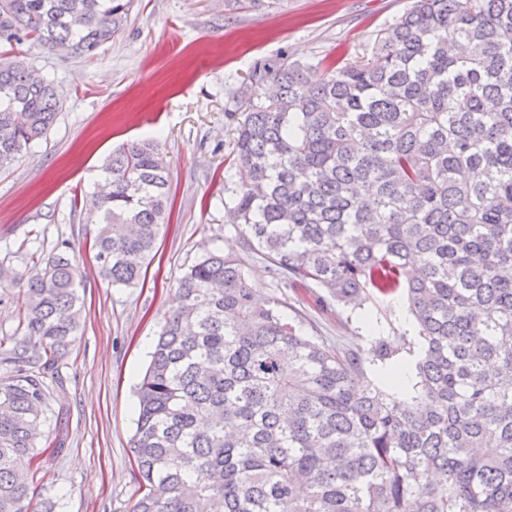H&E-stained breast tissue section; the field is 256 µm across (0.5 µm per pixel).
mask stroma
Masks as SVG:
<instances>
[{"label":"stroma","instance_id":"stroma-1","mask_svg":"<svg viewBox=\"0 0 512 512\" xmlns=\"http://www.w3.org/2000/svg\"><path fill=\"white\" fill-rule=\"evenodd\" d=\"M412 0H282L266 10L241 0H132L124 29L94 55L5 50L60 89L64 104L46 137L0 169V340L17 337V275L33 258L69 240L83 281L81 331L50 386L47 450L34 496L54 512H129L139 495L131 437L135 387L175 304L177 281L206 252L241 255L224 202L235 172L233 98L255 62L279 57L309 65L316 81L339 58L365 55L378 31ZM161 142L172 209L144 281L120 288L101 278L94 225L74 205L92 190L100 166L122 144ZM245 269L259 302L278 297L304 318V331L332 347L366 351L371 333L394 347H417L402 295H378L352 314L316 305L303 289L277 285L261 256Z\"/></svg>","mask_w":512,"mask_h":512}]
</instances>
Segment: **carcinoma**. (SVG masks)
<instances>
[{
	"mask_svg": "<svg viewBox=\"0 0 512 512\" xmlns=\"http://www.w3.org/2000/svg\"><path fill=\"white\" fill-rule=\"evenodd\" d=\"M128 0H0V45L90 55ZM455 40L448 41V32ZM328 68L260 63L240 90L224 208L274 280L324 306L402 293L422 356L398 393L364 358L254 303L244 259L209 251L178 280L138 383L130 512H512V0H414L370 51ZM54 82L0 58V168L47 134ZM482 178L474 181L471 173ZM86 193L100 273L142 278L170 205L160 142L128 143ZM70 245L25 275L22 342L0 379V512L31 495L49 385L81 328ZM494 447L488 456L483 449Z\"/></svg>",
	"mask_w": 512,
	"mask_h": 512,
	"instance_id": "obj_1",
	"label": "carcinoma"
}]
</instances>
